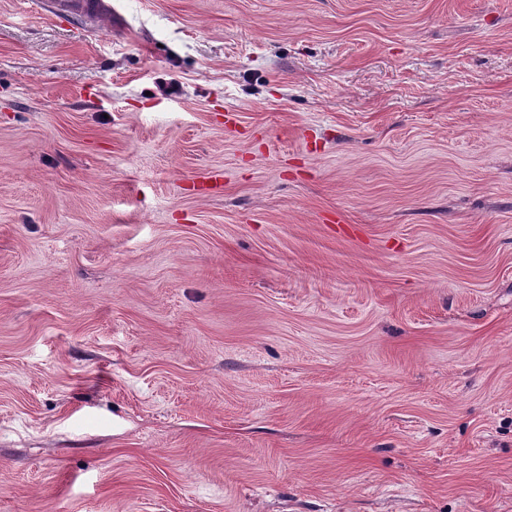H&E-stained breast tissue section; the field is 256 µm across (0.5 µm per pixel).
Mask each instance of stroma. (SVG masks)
Here are the masks:
<instances>
[{"mask_svg": "<svg viewBox=\"0 0 512 512\" xmlns=\"http://www.w3.org/2000/svg\"><path fill=\"white\" fill-rule=\"evenodd\" d=\"M112 4L0 0V512H512V0ZM53 17L69 23L94 24L108 18L112 29V5L106 0H47L43 3Z\"/></svg>", "mask_w": 512, "mask_h": 512, "instance_id": "stroma-1", "label": "stroma"}]
</instances>
